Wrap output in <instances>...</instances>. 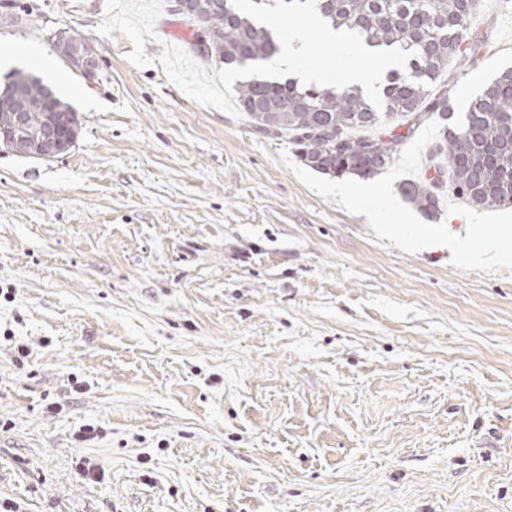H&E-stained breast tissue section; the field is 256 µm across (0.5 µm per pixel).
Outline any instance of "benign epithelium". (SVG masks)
Listing matches in <instances>:
<instances>
[{
  "instance_id": "1",
  "label": "benign epithelium",
  "mask_w": 512,
  "mask_h": 512,
  "mask_svg": "<svg viewBox=\"0 0 512 512\" xmlns=\"http://www.w3.org/2000/svg\"><path fill=\"white\" fill-rule=\"evenodd\" d=\"M57 55L73 66L85 78L92 80L97 76L98 61L96 56L81 53L66 35H57L53 41ZM49 100L40 99L23 111L12 113L7 126L0 127V144L5 145L18 136L31 134L34 140L35 156L42 159H54L68 151L75 143V132L78 118L70 113L54 116L33 131L30 128V117L34 112H43Z\"/></svg>"
}]
</instances>
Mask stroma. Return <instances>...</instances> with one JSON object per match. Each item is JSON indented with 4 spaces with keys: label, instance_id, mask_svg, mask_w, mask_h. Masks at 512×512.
<instances>
[{
    "label": "stroma",
    "instance_id": "35a3bbf8",
    "mask_svg": "<svg viewBox=\"0 0 512 512\" xmlns=\"http://www.w3.org/2000/svg\"><path fill=\"white\" fill-rule=\"evenodd\" d=\"M449 64L464 112L512 67ZM305 28L336 85L382 56ZM172 0H0V79L80 119L0 151V500L22 512H512V274L409 254L302 185ZM87 39V80L54 51ZM6 82L1 84L0 94L10 92L11 97L17 96L21 105L29 99H35L39 95L50 97L53 108L61 112H71L63 115L53 116L48 119L43 126L32 131L30 128V117L33 112L40 116L38 122L42 121V116L48 118L47 114L41 115L49 104V99L41 98L31 104L23 111L13 112L12 118L7 126L0 127V144L6 145L17 136H24L30 133L34 140V154L42 159H54L68 151L75 143V132L78 126V118L74 109L58 98L55 93L43 83L42 79L31 72L14 69L5 76ZM74 113V116L72 115Z\"/></svg>",
    "mask_w": 512,
    "mask_h": 512
}]
</instances>
